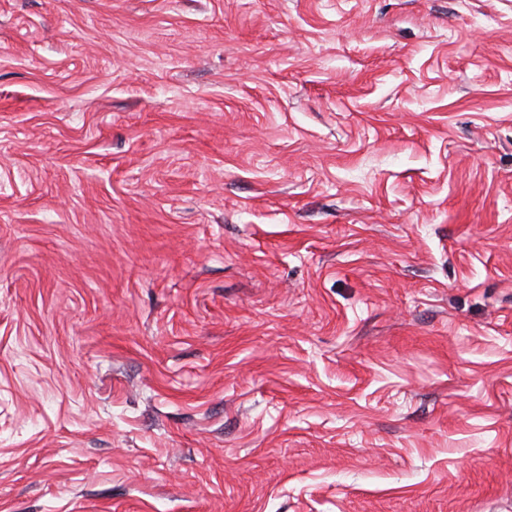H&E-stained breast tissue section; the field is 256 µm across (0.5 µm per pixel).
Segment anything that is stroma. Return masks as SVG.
Masks as SVG:
<instances>
[{
    "mask_svg": "<svg viewBox=\"0 0 512 512\" xmlns=\"http://www.w3.org/2000/svg\"><path fill=\"white\" fill-rule=\"evenodd\" d=\"M0 512H512V0H0Z\"/></svg>",
    "mask_w": 512,
    "mask_h": 512,
    "instance_id": "stroma-1",
    "label": "stroma"
}]
</instances>
